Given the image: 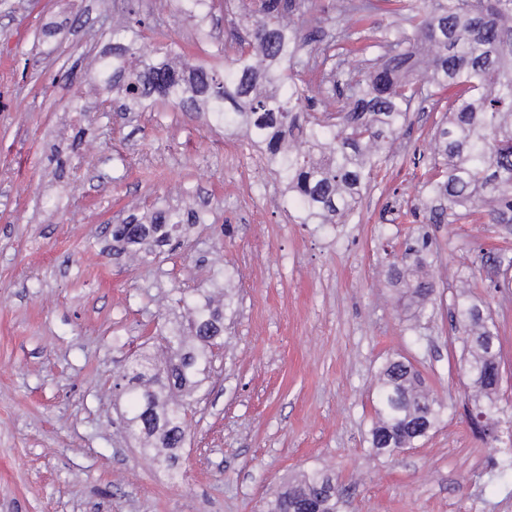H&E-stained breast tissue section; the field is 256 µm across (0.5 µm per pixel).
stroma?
Instances as JSON below:
<instances>
[{"label":"stroma","mask_w":512,"mask_h":512,"mask_svg":"<svg viewBox=\"0 0 512 512\" xmlns=\"http://www.w3.org/2000/svg\"><path fill=\"white\" fill-rule=\"evenodd\" d=\"M349 46L374 57L403 27L373 0ZM155 26V60L222 68L233 20L178 0H0V512H261L271 494L319 470L342 512H512V447L487 443L465 415L466 353L447 303L418 329L384 285L386 251L407 210L432 119L417 115L384 180L348 224H298L259 148L211 113L103 106L113 33ZM158 208L195 209L183 246L145 262L112 253V227ZM444 282L472 267L473 299L499 336L501 406L512 416V288L492 259L512 228L427 225ZM232 282L223 350L196 391V422L177 451L179 480L122 420L115 382L158 324L181 317L179 290ZM413 360L448 404L416 448L368 442L376 375Z\"/></svg>","instance_id":"35a3bbf8"}]
</instances>
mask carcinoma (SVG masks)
Segmentation results:
<instances>
[{"label": "carcinoma", "instance_id": "cac0c4a2", "mask_svg": "<svg viewBox=\"0 0 512 512\" xmlns=\"http://www.w3.org/2000/svg\"><path fill=\"white\" fill-rule=\"evenodd\" d=\"M184 11L204 18L215 0H181ZM372 0L343 6L369 18ZM241 30L220 45L224 68L192 70L141 59L146 22L135 19L104 65L100 91L126 108L200 104L224 125L243 130L248 144L263 150L278 175L300 224H347L363 188L376 181L393 156L411 113H437L427 136L430 149L413 161L424 173L417 203L408 211L428 224H468L477 214L486 224H512V0H422L408 8L407 27L384 35L380 54L346 70L343 55L352 33L340 16L315 0H224ZM305 70L323 73V110L315 108ZM198 212L158 209L149 223L112 225V250L150 257L198 224ZM432 241L411 231L404 250L393 254L387 276L401 297L412 327L442 299L435 277L423 272ZM502 280L512 286V257H496ZM472 275L452 285V330L468 349L465 365L468 417L487 441L503 443L498 335L489 316L466 291ZM177 304L186 323L160 331L155 348L126 364L123 392L130 404L131 432L154 447L180 448L191 432V395L208 377L214 348L222 345L224 307L212 297L183 295ZM447 405L426 384L413 362L396 354L378 373L371 447L394 453L414 448L434 431ZM336 479L304 474L265 504V512H340Z\"/></svg>", "mask_w": 512, "mask_h": 512}]
</instances>
